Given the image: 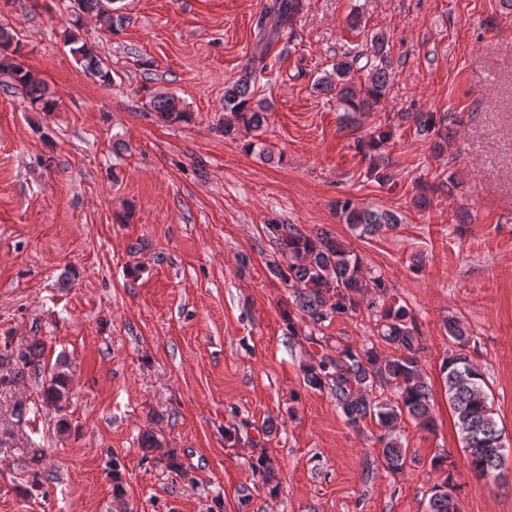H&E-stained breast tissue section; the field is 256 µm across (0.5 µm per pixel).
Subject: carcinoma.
<instances>
[{
  "label": "carcinoma",
  "instance_id": "1",
  "mask_svg": "<svg viewBox=\"0 0 512 512\" xmlns=\"http://www.w3.org/2000/svg\"><path fill=\"white\" fill-rule=\"evenodd\" d=\"M112 0H73L75 17L96 13L108 27L123 21L113 17L107 8ZM303 0H275L273 23L264 24L260 41L271 44L281 28L292 25L303 10ZM15 37L0 26V73L11 76L14 85L26 89L30 101L44 111L52 110L51 99L40 82L17 62L12 48ZM13 53H8V50ZM83 71L104 83L112 81V72L102 64L93 50L82 44L74 49ZM394 65L386 50L385 37L375 35L367 49L332 65V73L316 86L336 92L337 100L346 112H369L389 93ZM256 68L252 67L224 88V135L236 138L247 135L267 123V107L254 101ZM149 106L167 122L191 120V114L179 99L167 92L152 96ZM400 118L416 124V130L434 138L435 149L448 146V128L435 112H403ZM389 139L384 129L370 134L360 150L370 157V172L383 184L390 181L387 163L380 149ZM340 217L358 228L362 234H374L399 223L396 214L388 210L360 209L350 200L339 202ZM268 234L286 258V265L273 264L271 272L288 286L292 309L284 314L288 335H296V317L308 319L310 340L319 341L316 334L333 317L348 316L366 306L376 317L377 336L394 350L384 355L376 347L336 346L333 352L314 355L303 366V382L313 390H329L336 409L354 429L366 419L375 420L384 433L378 437L386 468L401 472L407 464V449L396 436L405 418H411L421 429H435L431 389L422 367V343L415 318L398 301L383 303L388 284L381 275L363 272L361 258L325 231L307 233L295 224H268ZM448 337L457 348L448 351L440 370L448 392V406L457 418L460 439L471 470L480 478L498 481L504 464L496 451L504 443L498 427L494 398L484 373L464 351L469 342L465 330L456 320H448ZM38 344L18 352L0 354V388H8L30 371L40 370ZM46 403L57 410L68 400V376L64 364L54 367L49 384L44 387ZM430 512H458L457 486L453 475L432 487Z\"/></svg>",
  "mask_w": 512,
  "mask_h": 512
}]
</instances>
